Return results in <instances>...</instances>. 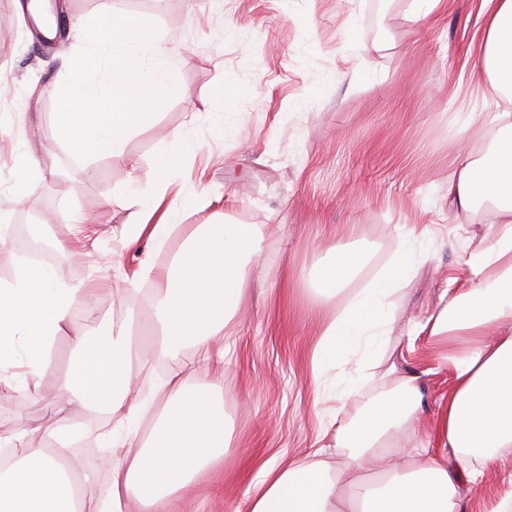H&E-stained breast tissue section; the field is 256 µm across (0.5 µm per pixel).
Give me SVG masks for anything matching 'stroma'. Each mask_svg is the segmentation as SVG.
Wrapping results in <instances>:
<instances>
[{"mask_svg": "<svg viewBox=\"0 0 512 512\" xmlns=\"http://www.w3.org/2000/svg\"><path fill=\"white\" fill-rule=\"evenodd\" d=\"M114 8L153 17L189 57L168 99L129 138L123 157L77 160L60 141L56 99L45 90L62 81L63 58L83 45L74 24L95 0H60L64 35L45 44L30 27L0 33V141L22 144L47 170L0 215L47 205L57 215L53 241L80 252L57 266V279L90 288L95 313L72 318L55 339L44 371L46 390L69 373L76 332L112 323L113 313L139 315L132 362L142 392L162 369L154 361L150 306L127 294L144 260L164 275L187 235L200 224H257L265 252L248 276L239 319L224 340V414L230 442L223 460L198 478L182 512H235L258 469L284 463L320 444L319 395L342 396L356 378V360L331 368L325 386L310 373L326 320L386 266L398 247L395 225L433 226L436 238L402 291L394 317L408 328L435 313L444 280H465L476 250L454 232L448 178L459 161L460 125L485 115L471 131L484 152L498 126L492 103L469 86L468 47L482 26L480 0H448L422 16L417 0H112ZM237 89L224 102L225 81ZM197 144L182 156L167 202L180 218L165 246L137 235L120 196L130 186L153 192L156 157L175 149L186 128ZM88 224L76 225L78 215ZM335 246L365 254L364 264L331 300H317L308 275ZM402 372L420 376L421 418L431 422L454 383L444 349L429 336L394 339ZM41 403L0 406V429L54 427ZM512 494V455L488 468L468 512H495Z\"/></svg>", "mask_w": 512, "mask_h": 512, "instance_id": "obj_1", "label": "stroma"}]
</instances>
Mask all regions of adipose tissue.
<instances>
[{
	"instance_id": "ef3b65f1",
	"label": "adipose tissue",
	"mask_w": 512,
	"mask_h": 512,
	"mask_svg": "<svg viewBox=\"0 0 512 512\" xmlns=\"http://www.w3.org/2000/svg\"><path fill=\"white\" fill-rule=\"evenodd\" d=\"M481 16V35L469 47L475 59L469 79L495 100L500 134L485 155L459 161L448 197L465 241L483 235L471 219L480 207L498 230L471 254L461 286L442 288L437 313L409 330L447 347L454 386L429 429H421L422 384L390 363L381 389L361 397L354 415L336 426L337 467L312 454L263 465L245 492L244 512H466L487 465L512 452V0H481ZM194 147L192 132H185L176 150L158 156L151 197L133 192L125 198L156 244L165 241L172 214L157 221L152 215L181 156ZM399 241L387 269L325 323L312 355L315 381L350 355L361 379L375 375L396 300L413 263L427 257L414 233L400 234ZM263 249L254 224H202L189 233L165 287L153 295L154 357L169 369L148 396L133 393V311L107 333H77L67 381L45 394L50 347L73 306L89 302V292L58 283L50 267L32 263L0 279V383L59 418L51 429L0 431V512H171L228 446L224 332L247 287L248 267ZM362 263L358 250L333 248L312 275L317 294L334 298ZM190 362L207 368L212 382H183L180 373ZM76 405L105 410L113 420L103 437L110 481L102 489L72 466L79 429L69 414ZM153 409L154 425L142 434L141 422Z\"/></svg>"
}]
</instances>
